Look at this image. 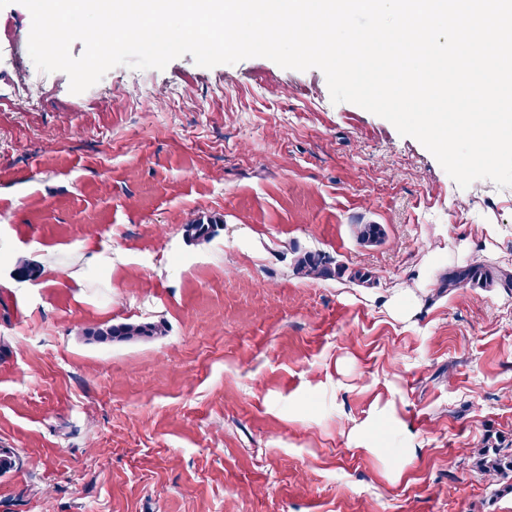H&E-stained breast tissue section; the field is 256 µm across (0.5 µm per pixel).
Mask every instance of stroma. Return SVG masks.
Returning a JSON list of instances; mask_svg holds the SVG:
<instances>
[{"mask_svg": "<svg viewBox=\"0 0 512 512\" xmlns=\"http://www.w3.org/2000/svg\"><path fill=\"white\" fill-rule=\"evenodd\" d=\"M31 23L0 9V512H512V474L469 462L512 448V288L441 286L512 272V198L319 69L187 54L75 94ZM23 67L39 99L10 96ZM203 213L222 229L186 241ZM298 249L372 280L296 276ZM128 321L168 332L81 337ZM499 281L504 282L507 287H512V273L498 271V274L494 275L490 270L484 267L470 266L448 274L443 288L457 287L464 282H473L482 287L490 288ZM167 332L164 322L118 323L87 326L82 329L83 336L91 342L106 344L112 342H131L142 338L164 336Z\"/></svg>", "mask_w": 512, "mask_h": 512, "instance_id": "35a3bbf8", "label": "stroma"}]
</instances>
